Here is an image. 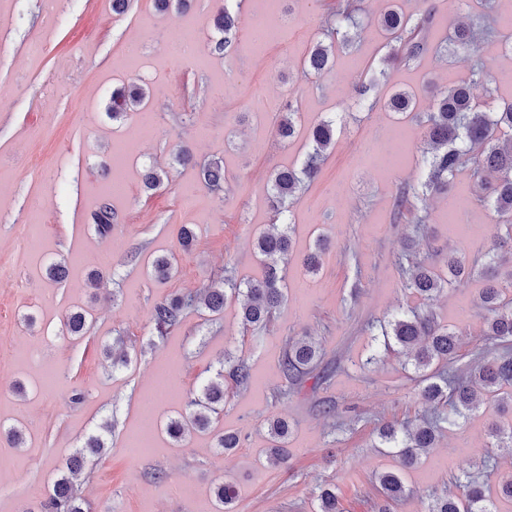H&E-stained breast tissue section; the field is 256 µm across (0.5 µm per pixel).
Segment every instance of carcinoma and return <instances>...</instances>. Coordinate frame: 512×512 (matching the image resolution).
I'll return each mask as SVG.
<instances>
[{
    "mask_svg": "<svg viewBox=\"0 0 512 512\" xmlns=\"http://www.w3.org/2000/svg\"><path fill=\"white\" fill-rule=\"evenodd\" d=\"M377 23L392 52L391 62L414 63L426 54L445 51L429 41L431 14L419 18L403 13L396 0H382ZM218 36L205 43L207 54H227L233 46L235 19L228 7L218 9L216 15ZM362 30V23L353 14L350 4L340 6L334 21L323 29L309 47L304 59L303 73L322 75L331 70L336 51L335 36L341 43L350 44ZM475 33L469 23L457 22L449 37L456 49L467 51L473 45ZM474 84H463L436 91L434 110L426 113L423 121L424 155L428 168L427 179L419 184H406L399 190L396 207L402 209L410 199L424 200L429 196L446 194L455 179L465 171L466 161L473 163L472 176L479 189L478 201L493 206L498 220V232L486 256L489 257L488 286L480 296L488 311L485 336L496 342L502 352L479 355L462 368L456 367L459 357V333L441 324L432 311L400 310L381 325L380 346L391 351L398 346L410 354V362L418 395L429 411V416L400 425L389 424L378 430L377 448H386L399 461L394 471L377 476L380 493L386 501H397L408 493L404 473L419 460L422 451L434 448L438 429L448 421L467 417L482 405L497 404L512 408V298H506L501 286L507 282L512 288V141L500 137L505 129L512 130V100L496 106L480 107L473 95ZM145 92L135 83L112 91L108 115L116 120L143 105ZM415 94L395 91L384 100L385 107L402 117L414 111ZM301 125V113L293 103L281 113L276 132L283 141L292 139ZM336 117L321 119L307 130L306 153L302 165L276 170L271 179V208L276 224L260 230L254 238V253L263 266L259 279H236L221 276L211 280L199 291L177 294L156 302L150 311V323L160 336L178 326L189 311L219 314L232 301L239 305L244 328L262 329L269 326L277 310L286 302L285 279L288 256L292 253V219L287 217L290 204L303 183L316 177L320 163L335 145ZM205 185L214 192L223 191L225 182L221 161L213 159L201 165ZM167 172L150 165L144 172L143 185L154 191L163 185ZM94 231L107 236L117 224V215L111 200L101 198L93 215ZM316 249L303 259L306 272L319 270V256L324 239L317 237ZM407 261L403 288L423 303L433 302L445 289L464 281L476 270V265L453 251H437L434 261L426 264L416 259L413 252L404 254ZM320 347L311 338H290L281 361V372L286 381L301 385L319 368ZM227 369L215 378L201 383L185 403V412L171 418L165 431L172 439L182 440L193 430L205 431L224 412V378L235 386H246L252 379L248 366L241 360L224 357ZM290 425L282 417L269 423L270 448L266 456L272 463L288 459L284 441ZM492 448H504L512 457V420L492 427ZM240 438L234 433L221 432L215 436V447L228 453L239 447ZM87 452L79 453L62 464L61 476L52 491L40 502L35 512H88L85 500L78 494L71 476L84 471L87 455L99 456L107 449L100 435L88 438ZM458 495H444L431 499L425 512H494L490 495L477 479L468 473L455 478ZM235 497L232 484L225 482L217 488L218 512H230ZM316 512H341L336 487L319 489Z\"/></svg>",
    "mask_w": 512,
    "mask_h": 512,
    "instance_id": "1",
    "label": "carcinoma"
}]
</instances>
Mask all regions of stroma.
I'll list each match as a JSON object with an SVG mask.
<instances>
[{"instance_id":"1","label":"stroma","mask_w":512,"mask_h":512,"mask_svg":"<svg viewBox=\"0 0 512 512\" xmlns=\"http://www.w3.org/2000/svg\"><path fill=\"white\" fill-rule=\"evenodd\" d=\"M334 0H277L276 41L253 45L249 19L256 0H227L239 12L235 43L228 55L196 60L157 53L160 31L215 35L212 0H194L183 12L160 13L154 0H132L125 13L112 0H66L58 20L47 21L41 0H0V425L25 435L22 447L0 441V512H32L59 478L61 464L111 422L108 449L82 477L81 494L91 512H215L214 488L234 484L233 512H312L319 486L340 491L344 512H373L376 476L396 462L375 445L376 428L421 413L414 384L397 351L374 364L378 322L399 306L419 307L402 287L398 257L406 237L416 239L419 257L453 250L481 257L496 233L490 205L480 203L469 174H461L450 195L417 201L425 230L397 217L401 184L423 181L422 129L398 121L383 108L356 104L355 87L376 83L377 94L409 90L418 113L432 111L430 86L476 82L479 104L512 98V0H399L406 14L431 12V42H440L449 22L488 26L491 34L469 52L449 51L417 63H385V40L375 19L378 0H365V31L353 45L337 47L333 69L322 76L301 73L312 40L322 31ZM140 59L127 61L131 43ZM140 81L150 91L144 111L156 134L129 159L123 199L113 201L118 224L107 238L92 231L99 205L96 185L116 139L135 129L139 113L115 121L107 114L116 86ZM297 105L304 126L338 115L336 144L318 176L305 184L292 208L293 259L288 265V302L273 327L243 328L237 304L208 320L189 313L167 336L149 322L153 304L180 292L204 288L213 273L232 267L254 277L260 265L253 235L270 224V176L301 164L302 140L283 142L275 134L286 102ZM143 111V112H144ZM191 163H173L179 145L198 133ZM218 158L227 182L215 195L202 182L200 166ZM169 177L144 193L141 176L149 164ZM42 225L41 246L23 247L33 223ZM196 228L191 250L178 246L182 225ZM466 226L458 235L456 226ZM324 236L317 274L302 260ZM111 260H103V252ZM169 255L175 270L154 278L151 262ZM62 261L65 280L46 270ZM102 279L91 284V271ZM483 271L445 289L431 309L460 333V353L470 361L483 343ZM74 310L86 315L89 331L64 333ZM310 335L320 344L326 379L319 385L286 387L280 370L286 337ZM122 338L130 357L113 369L103 348ZM245 359L248 386L225 383L218 429L237 433L240 446L229 455L211 434L192 432L172 440L163 426L184 410L190 392L216 375L225 356ZM164 370L171 392L156 393L153 375ZM25 394H17L15 383ZM80 402H72L74 393ZM286 418L291 432L288 461L269 464V419ZM500 414L483 406L446 425L436 448L406 475L410 495L391 512H424L430 498L445 495L454 479L479 475L494 494L495 512H512V498L497 495L502 477L512 474V457H489V431ZM163 471L153 479V471Z\"/></svg>"}]
</instances>
